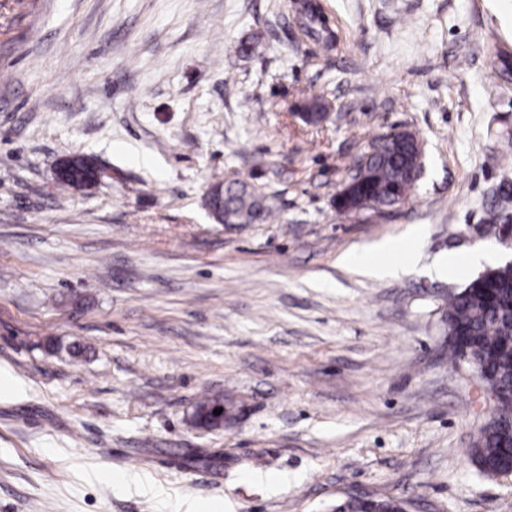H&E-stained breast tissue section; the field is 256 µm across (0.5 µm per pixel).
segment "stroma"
I'll return each mask as SVG.
<instances>
[{
	"instance_id": "obj_1",
	"label": "stroma",
	"mask_w": 512,
	"mask_h": 512,
	"mask_svg": "<svg viewBox=\"0 0 512 512\" xmlns=\"http://www.w3.org/2000/svg\"><path fill=\"white\" fill-rule=\"evenodd\" d=\"M337 33L327 52L301 23ZM512 0H0V512H512L468 450L493 412L448 299L512 250L483 230L512 161ZM326 117L308 123L307 103ZM409 200L346 216L379 136ZM88 156L101 182L60 187ZM275 216L221 224L224 178ZM401 238L397 275L342 255ZM230 413L207 430L198 401ZM75 158L64 160L59 167V173L67 172L74 167ZM97 167L95 162L87 157L77 158V168L72 169L65 175H60V181L64 185H72V181L76 178L79 179L88 169ZM338 512H401L404 504L395 498L351 497L336 504Z\"/></svg>"
}]
</instances>
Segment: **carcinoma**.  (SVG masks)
<instances>
[{"instance_id": "obj_1", "label": "carcinoma", "mask_w": 512, "mask_h": 512, "mask_svg": "<svg viewBox=\"0 0 512 512\" xmlns=\"http://www.w3.org/2000/svg\"><path fill=\"white\" fill-rule=\"evenodd\" d=\"M415 136L388 134L360 161L361 179L349 195L336 198L337 209L347 215L372 201L379 208L392 207L407 197L410 171L423 166ZM96 167L87 157L77 158V168L60 176L64 185ZM221 193L207 199L224 224H253L271 215L267 198L240 179L218 182ZM448 350L450 358L473 367L498 402L494 416L482 427L469 454L482 470L512 466V264L488 270L471 280L448 300ZM340 512H401L395 498L351 497L337 503Z\"/></svg>"}]
</instances>
